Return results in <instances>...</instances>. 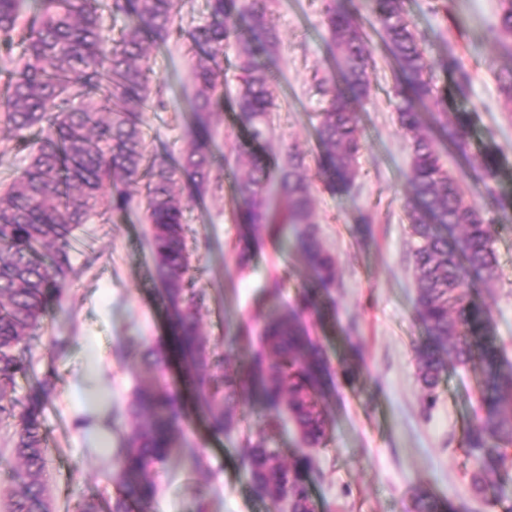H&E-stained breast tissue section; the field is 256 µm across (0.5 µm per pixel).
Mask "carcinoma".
<instances>
[{"label":"carcinoma","instance_id":"1","mask_svg":"<svg viewBox=\"0 0 512 512\" xmlns=\"http://www.w3.org/2000/svg\"><path fill=\"white\" fill-rule=\"evenodd\" d=\"M181 2L39 0L37 13L21 27L23 0H0V46L10 50L17 42L22 47L12 60L16 76L0 93V122L20 136L19 146L27 152V162L0 188V417L13 420L11 451L20 461L5 492L6 512H49L43 416L56 385L48 375L19 399L16 378L29 369L23 354L27 341L67 286L78 230L102 207L114 214L129 208L127 194L107 195V187L119 181L142 185L162 284L159 301L185 359V382L197 392L210 432L230 431L234 404L250 401L271 431L286 412L307 447L317 448L328 438L323 389L328 360L305 321L312 317L323 327L336 322V305L324 298L336 286V257L314 221L304 157L290 150L273 172L255 149L270 140L275 108L268 59L279 39L269 22L271 0H207V22L187 32L193 51L187 95L192 143L174 164L164 155L147 154L142 125L153 101L164 104L162 88L150 85L149 50L182 33ZM106 12L124 19L116 36L105 23ZM323 17L339 80L317 84L325 98L315 126L321 174L332 191L349 189L358 178L363 149L358 106L369 94L370 43L377 36L401 73L392 107L399 126L411 135L406 210L415 312L425 331L414 346L417 380L429 408L448 364L480 371L478 408L465 445L476 461L473 495L497 503L512 486V364L492 335L490 305L468 288L472 281L490 286L497 279L498 225L487 217L485 205L469 199V173L448 169L442 155L446 148L469 158L473 113L448 116V101L433 83L430 40L413 25L404 0H372L369 18L361 16L354 0L344 6L326 0ZM494 34L511 57L512 0H500ZM229 47L235 48L237 70L231 98L224 90L223 67ZM440 64L452 75L456 93L467 95L471 77L462 59L450 48ZM227 100L247 135L233 148L235 165L245 170L237 183L235 222L277 242L295 237L301 262L315 275L314 285L283 308L278 306L283 279L266 282L255 300V314L264 319L261 346L242 367L221 366L211 358L199 319L204 296L189 287L184 203L176 191L180 170L190 175L198 193L219 189L211 180L213 118ZM273 196L287 204L281 218L269 212ZM251 260L248 239H239L235 264L244 268ZM140 358L153 378L133 388L125 407L132 431L115 465L116 495L104 507L87 500L81 512H132L149 505L157 496L150 472L175 450L195 467L204 466L201 449L186 437L181 390L165 379L168 351L151 345ZM241 466L258 498L275 505L286 494L290 512H315L312 455L286 461L261 435L246 441ZM412 512H453V506L417 489Z\"/></svg>","mask_w":512,"mask_h":512}]
</instances>
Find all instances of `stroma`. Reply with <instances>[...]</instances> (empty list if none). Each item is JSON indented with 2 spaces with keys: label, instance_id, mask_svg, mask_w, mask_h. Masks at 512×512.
Here are the masks:
<instances>
[{
  "label": "stroma",
  "instance_id": "35a3bbf8",
  "mask_svg": "<svg viewBox=\"0 0 512 512\" xmlns=\"http://www.w3.org/2000/svg\"><path fill=\"white\" fill-rule=\"evenodd\" d=\"M323 0H275L270 20L280 37L275 70L278 109L273 114L275 162L288 147L305 155L306 175L315 200V219L324 245L335 254L339 283L333 289L336 326L321 329L308 321L310 336L324 348L332 370L360 360L354 384L338 382L327 404L332 432L323 447L312 449L318 476L311 486L316 512H411L412 494L422 488L450 501L458 512H512V495L491 505L473 495L474 460L463 445L472 416L479 374L449 367L436 390L432 409L416 379L413 344L423 336L415 310V282L409 258V137L391 110L396 66L381 42H374L368 70L370 91L363 102L361 130L365 147L360 175L346 192L329 191L318 169L320 148L316 114L323 106L318 80L336 74L323 38ZM417 28L428 34L434 57L454 48L472 75L468 100H449V112H474L470 154L494 160L499 176L491 184L468 180L470 195L485 201L488 191L512 198V110L500 85L512 74L489 32L497 23L499 0H406ZM152 80L165 88L166 107L144 116L151 151L179 158L188 145L191 115L184 91L191 84L188 41L173 37L152 49ZM217 135L212 177L216 195L186 199L185 238L191 255V285L201 290L202 328L212 358L223 362L229 326L247 322L254 329V300L272 276L285 279L284 303H293L310 275L292 244L261 242L251 264L236 269L231 249L243 227L233 221L236 176L225 155L239 130L235 116L215 119ZM500 230L495 241L498 278L485 298L493 310V333L512 362V207L492 213ZM370 219L372 236L358 243L355 229ZM159 283L150 246V230L138 203L118 216L104 215L83 225L72 251L68 285L52 313L29 341L27 376L18 378L17 395L52 375L56 398L45 410L48 494L53 512H77L88 499L113 497L114 463L131 432L124 408L136 383L148 375L138 356L148 344H167L164 314L156 300ZM101 359L96 386L107 409L77 410L71 400L83 391L87 339ZM131 356L118 361L115 352ZM111 417V430L99 420ZM249 404L235 409L233 429L211 436L198 416L187 427L189 441L202 448L206 465L195 469L181 455L156 465L158 487L146 512H276L253 496L238 467L246 439L264 432ZM104 433V442L94 434Z\"/></svg>",
  "mask_w": 512,
  "mask_h": 512
}]
</instances>
